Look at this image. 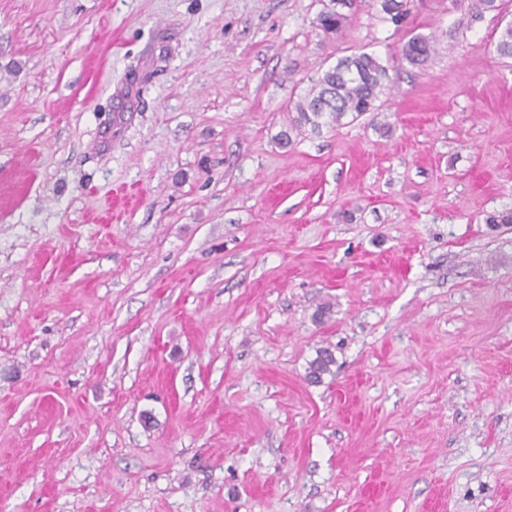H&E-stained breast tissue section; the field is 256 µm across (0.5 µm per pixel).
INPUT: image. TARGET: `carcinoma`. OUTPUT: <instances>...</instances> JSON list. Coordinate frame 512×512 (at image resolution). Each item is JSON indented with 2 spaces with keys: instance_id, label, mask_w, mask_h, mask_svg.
I'll return each mask as SVG.
<instances>
[{
  "instance_id": "carcinoma-1",
  "label": "carcinoma",
  "mask_w": 512,
  "mask_h": 512,
  "mask_svg": "<svg viewBox=\"0 0 512 512\" xmlns=\"http://www.w3.org/2000/svg\"><path fill=\"white\" fill-rule=\"evenodd\" d=\"M392 22L399 24L406 16L403 0H374ZM348 15L341 10H328L316 18V25L327 35L341 34ZM432 36L415 35L401 48V57L411 65L425 63L435 51ZM501 57H512V23L501 32L495 43ZM391 88L388 68L372 53L361 52L337 60L313 82L308 92L294 104L295 116L288 130L281 132L280 140L288 145L291 133L309 126L318 130L323 126H341L353 122L377 109L376 102ZM335 356L328 348L318 351L308 365V377L315 383L331 373Z\"/></svg>"
}]
</instances>
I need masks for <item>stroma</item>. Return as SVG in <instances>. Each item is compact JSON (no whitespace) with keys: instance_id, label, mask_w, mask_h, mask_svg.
Masks as SVG:
<instances>
[{"instance_id":"1","label":"stroma","mask_w":512,"mask_h":512,"mask_svg":"<svg viewBox=\"0 0 512 512\" xmlns=\"http://www.w3.org/2000/svg\"><path fill=\"white\" fill-rule=\"evenodd\" d=\"M328 5L0 0V512H512V0ZM343 10L334 8L320 13L316 18L317 27L327 35L341 34L348 21V15ZM436 40L432 36L415 35L401 48L402 60L411 65H422L435 51ZM390 88L388 68L374 54L361 52L340 58L294 104L296 115L289 129L281 132L280 140L290 144L291 133L306 126L319 130L323 125L351 123L375 111L376 102ZM335 362V356L329 348L319 350L316 357L308 365L309 379L315 383L321 382L325 374L331 373V367Z\"/></svg>"}]
</instances>
